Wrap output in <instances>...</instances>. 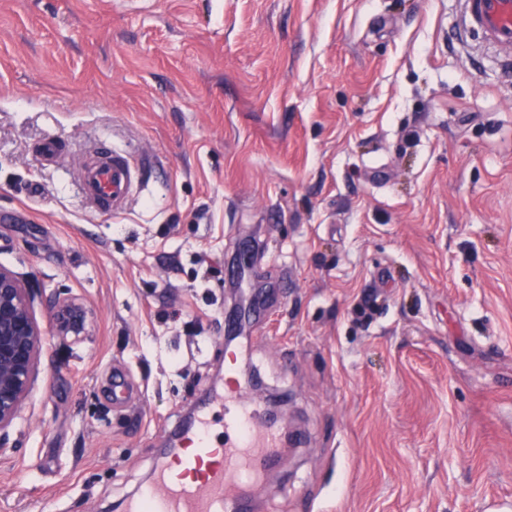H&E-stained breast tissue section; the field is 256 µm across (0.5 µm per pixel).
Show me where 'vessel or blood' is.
<instances>
[{
  "label": "vessel or blood",
  "instance_id": "vessel-or-blood-1",
  "mask_svg": "<svg viewBox=\"0 0 512 512\" xmlns=\"http://www.w3.org/2000/svg\"><path fill=\"white\" fill-rule=\"evenodd\" d=\"M465 28L511 51L512 0H467ZM78 176L92 205L117 213L140 185L142 170L115 152L97 155ZM224 377L223 440L213 439L209 416L201 414L184 433L182 449L159 461L154 482L127 512H242V489L276 464L278 437L238 382L235 364H225Z\"/></svg>",
  "mask_w": 512,
  "mask_h": 512
}]
</instances>
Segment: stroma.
<instances>
[{
    "mask_svg": "<svg viewBox=\"0 0 512 512\" xmlns=\"http://www.w3.org/2000/svg\"><path fill=\"white\" fill-rule=\"evenodd\" d=\"M462 18L463 0H0V265L42 289L46 346L0 512L127 505L220 389L225 310L256 296L249 395L283 398L305 439L254 512H512V75ZM102 148L148 172L117 214L77 177Z\"/></svg>",
    "mask_w": 512,
    "mask_h": 512,
    "instance_id": "stroma-1",
    "label": "stroma"
}]
</instances>
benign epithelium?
Here are the masks:
<instances>
[{"label": "benign epithelium", "instance_id": "1", "mask_svg": "<svg viewBox=\"0 0 512 512\" xmlns=\"http://www.w3.org/2000/svg\"><path fill=\"white\" fill-rule=\"evenodd\" d=\"M37 290L0 266V457L13 450L9 430L20 417L40 358L43 337L32 315ZM83 315L68 303L60 306V325L79 332Z\"/></svg>", "mask_w": 512, "mask_h": 512}]
</instances>
